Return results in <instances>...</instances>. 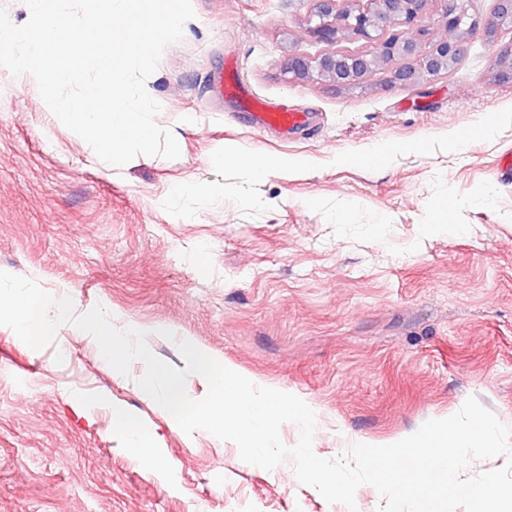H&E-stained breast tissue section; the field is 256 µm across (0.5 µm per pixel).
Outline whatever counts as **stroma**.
Listing matches in <instances>:
<instances>
[{
    "label": "stroma",
    "mask_w": 512,
    "mask_h": 512,
    "mask_svg": "<svg viewBox=\"0 0 512 512\" xmlns=\"http://www.w3.org/2000/svg\"><path fill=\"white\" fill-rule=\"evenodd\" d=\"M192 2L145 82L178 158L111 167L0 67V271L165 328L147 344L173 366L182 337L298 396L325 459L396 443L470 396L512 424V84L495 78L512 31L475 34L421 84L380 73L339 91L284 71L289 53L326 49L306 32L311 0ZM230 65L310 124L253 127L209 81ZM254 154L271 161L259 180L239 163ZM115 407L159 463L113 433ZM0 512L347 510L292 461L266 470L172 430L64 325L40 350L0 327Z\"/></svg>",
    "instance_id": "1"
}]
</instances>
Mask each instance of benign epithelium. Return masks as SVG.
Instances as JSON below:
<instances>
[{
  "instance_id": "obj_1",
  "label": "benign epithelium",
  "mask_w": 512,
  "mask_h": 512,
  "mask_svg": "<svg viewBox=\"0 0 512 512\" xmlns=\"http://www.w3.org/2000/svg\"><path fill=\"white\" fill-rule=\"evenodd\" d=\"M430 0H313L315 24L308 33L330 49L314 56L290 54L285 68L298 80H321L337 89L357 86L376 71L389 73L388 82L417 85L448 73L458 63L470 37L479 28L474 17L478 0H441L439 25L448 35L422 48L425 30L415 28ZM502 29L512 31V0H496L493 15L484 24L487 37ZM366 39L371 51L336 47L346 39ZM402 62L395 67L393 63ZM496 78L512 82V46L496 59Z\"/></svg>"
}]
</instances>
